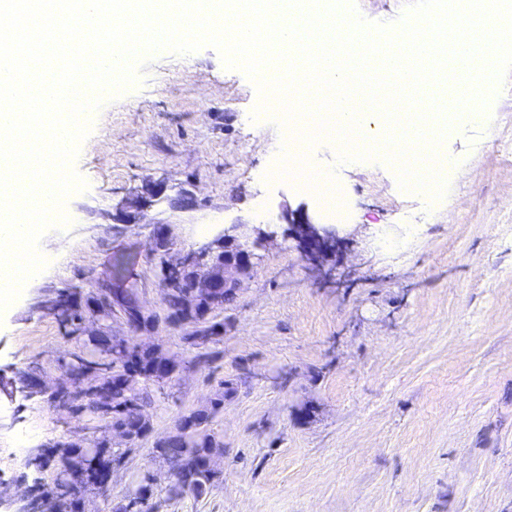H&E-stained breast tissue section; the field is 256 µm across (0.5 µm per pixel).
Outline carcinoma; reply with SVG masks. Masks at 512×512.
<instances>
[{"label":"carcinoma","instance_id":"carcinoma-1","mask_svg":"<svg viewBox=\"0 0 512 512\" xmlns=\"http://www.w3.org/2000/svg\"><path fill=\"white\" fill-rule=\"evenodd\" d=\"M196 287L190 275L184 274L178 287L179 293L168 297L166 316L171 326L180 327L186 319L183 293ZM52 315L63 331V336L76 343L78 351L70 354L67 368L75 385L74 397L67 401L77 413L89 412L111 425H121L130 430L141 441L151 428L143 423V412L152 403L148 373L154 363L151 351L139 350L133 345L125 346L114 337L100 332L94 336L76 335V321L82 317V305L69 295L57 294L50 306ZM195 321L205 324L208 336H184L182 340L197 349L194 362L201 368H209L219 358V352L211 345L224 337V322L217 321L206 312L195 309ZM112 392V414L99 412L93 392ZM228 391L224 385L214 392L206 406L193 409L176 421L178 431L156 442L155 458L166 464L180 479L168 485L167 498L178 499L186 495L185 480L195 488L200 497L211 489L213 477L208 468L210 449L220 445L211 430L214 418L224 410V398ZM131 450L101 448L97 440L89 439L84 448L67 443H58L54 449L42 453L39 465L57 466L63 459L85 458V464L71 470L62 487L53 496L38 495L45 507L44 512H81L80 502L89 493L107 494L109 481L107 472L115 463H120ZM156 488L149 484L148 474L140 476L136 494L141 499L139 512H157L154 501Z\"/></svg>","mask_w":512,"mask_h":512}]
</instances>
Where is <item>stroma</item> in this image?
<instances>
[{"instance_id":"1","label":"stroma","mask_w":512,"mask_h":512,"mask_svg":"<svg viewBox=\"0 0 512 512\" xmlns=\"http://www.w3.org/2000/svg\"><path fill=\"white\" fill-rule=\"evenodd\" d=\"M261 102L211 46L154 54L133 85L104 93L74 165L87 188L68 197V223L40 241L49 267L0 314V376L31 369L45 388L31 399L0 392V512L54 483L31 449L111 434L105 421L48 402L76 346L36 309L40 296L88 297L119 264L123 286L162 313L149 253L156 227L183 255L240 223L273 239L236 302L217 313L223 356L212 368L195 366V349L167 326L138 336L116 318L89 320L162 345L182 371L154 390L149 438L115 469L108 496L85 498L84 512H108L147 470L158 512H512V70L481 120L449 134L457 165L443 197L407 192L387 160L341 164L329 141L311 145L313 165L332 173L349 212L336 225L340 283L287 239L286 211L315 224L329 218L311 191L271 178L284 123ZM146 181L160 195L140 223H117ZM186 192L193 207H175ZM223 380L233 390L212 425L224 444L221 476L202 497L168 499L153 442Z\"/></svg>"}]
</instances>
